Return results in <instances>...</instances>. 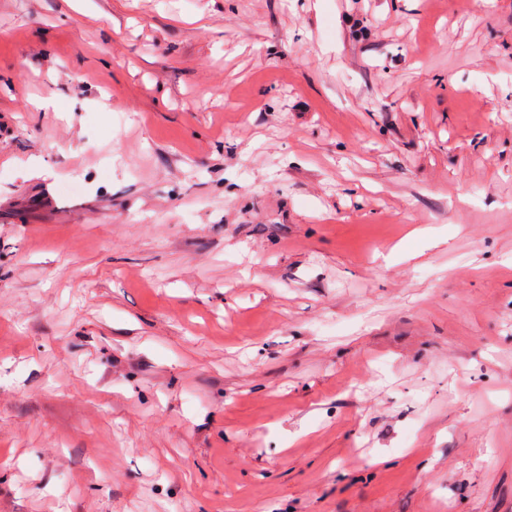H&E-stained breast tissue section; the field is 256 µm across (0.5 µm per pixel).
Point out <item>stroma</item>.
Listing matches in <instances>:
<instances>
[{
  "mask_svg": "<svg viewBox=\"0 0 512 512\" xmlns=\"http://www.w3.org/2000/svg\"><path fill=\"white\" fill-rule=\"evenodd\" d=\"M0 512H512V0H0Z\"/></svg>",
  "mask_w": 512,
  "mask_h": 512,
  "instance_id": "35a3bbf8",
  "label": "stroma"
}]
</instances>
